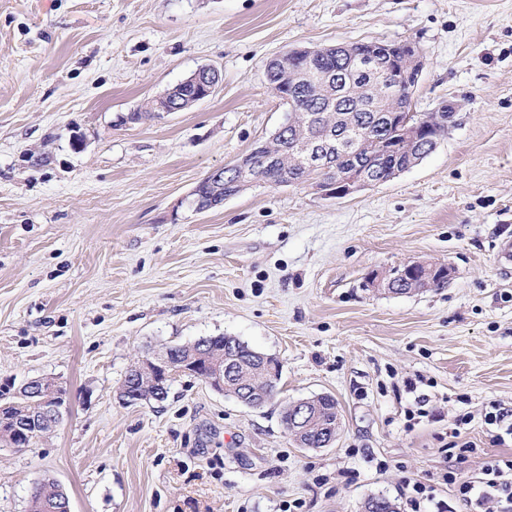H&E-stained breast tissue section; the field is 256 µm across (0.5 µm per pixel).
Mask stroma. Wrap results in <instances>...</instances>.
Returning a JSON list of instances; mask_svg holds the SVG:
<instances>
[{"label":"stroma","mask_w":512,"mask_h":512,"mask_svg":"<svg viewBox=\"0 0 512 512\" xmlns=\"http://www.w3.org/2000/svg\"><path fill=\"white\" fill-rule=\"evenodd\" d=\"M410 41L416 111L455 125L409 171L342 199L259 182L197 212L195 187L266 142L288 107L265 66L289 50ZM210 97L126 116L201 66ZM512 0H0V378L52 377L64 422L29 448L0 443V512L35 480L71 512H362L403 480L436 487L455 420L485 458L486 402L512 409ZM450 265L446 288L394 295L367 277ZM238 337L281 364L255 409L191 374L165 401L124 404L138 359ZM429 417L407 426V381ZM331 394L333 446L298 447L284 401ZM386 469H379V462Z\"/></svg>","instance_id":"1"}]
</instances>
